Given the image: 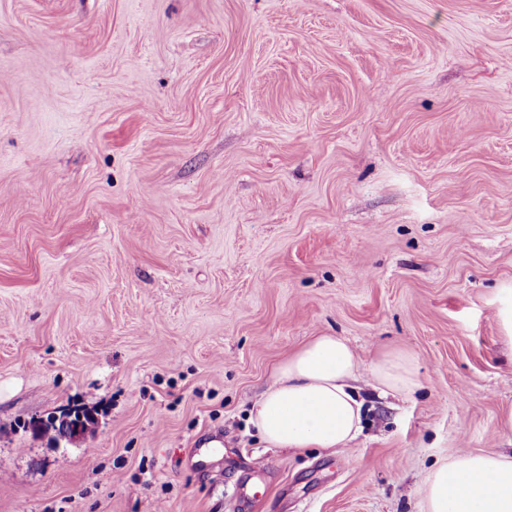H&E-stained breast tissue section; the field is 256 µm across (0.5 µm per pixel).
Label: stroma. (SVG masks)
Wrapping results in <instances>:
<instances>
[{
  "label": "stroma",
  "instance_id": "1",
  "mask_svg": "<svg viewBox=\"0 0 512 512\" xmlns=\"http://www.w3.org/2000/svg\"><path fill=\"white\" fill-rule=\"evenodd\" d=\"M511 281L512 0H0V512H421L436 462L512 454ZM322 334L360 434L264 447ZM489 303L494 307L497 323L504 335L501 337L512 349V283L495 288ZM369 375L380 395H404L419 388L415 357L406 351H390L375 359ZM79 412V411H77ZM85 413V411H83ZM78 413V417H75V411L65 412L61 416L66 421L64 439L75 440L80 436L84 435L94 425V416L91 417L88 413Z\"/></svg>",
  "mask_w": 512,
  "mask_h": 512
}]
</instances>
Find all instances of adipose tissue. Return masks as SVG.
I'll list each match as a JSON object with an SVG mask.
<instances>
[{
	"mask_svg": "<svg viewBox=\"0 0 512 512\" xmlns=\"http://www.w3.org/2000/svg\"><path fill=\"white\" fill-rule=\"evenodd\" d=\"M358 370L350 343L313 337L275 368L274 380L250 411L269 448L302 450L348 444L361 431L362 403L348 382ZM369 375L382 395L419 388L415 357L390 351ZM422 512H512V455L466 451L438 463L420 491Z\"/></svg>",
	"mask_w": 512,
	"mask_h": 512,
	"instance_id": "1",
	"label": "adipose tissue"
}]
</instances>
